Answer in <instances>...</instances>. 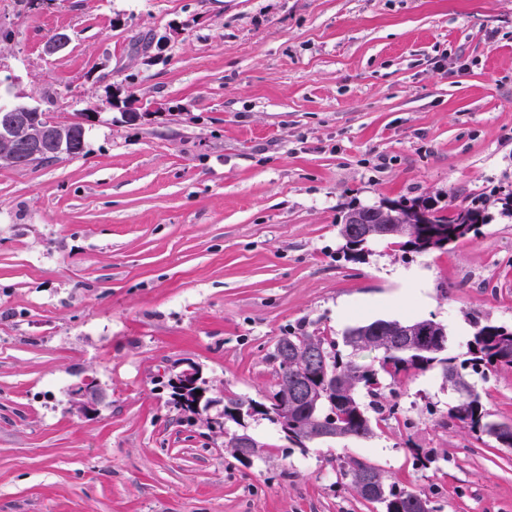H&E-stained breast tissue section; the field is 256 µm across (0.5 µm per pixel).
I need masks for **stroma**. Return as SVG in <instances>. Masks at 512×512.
Returning a JSON list of instances; mask_svg holds the SVG:
<instances>
[{
    "label": "stroma",
    "instance_id": "35a3bbf8",
    "mask_svg": "<svg viewBox=\"0 0 512 512\" xmlns=\"http://www.w3.org/2000/svg\"><path fill=\"white\" fill-rule=\"evenodd\" d=\"M0 96L86 130L78 157L0 164V512H383L341 482L353 460L438 512H512V448L437 422V368L369 438L251 419L244 463L243 428L208 425L274 389L300 327L512 328L511 217L359 262L339 235L354 206L512 190V0H0ZM191 364L214 404L189 417L168 381ZM471 381L512 424V369ZM73 398V408H78L81 412H88L92 409L95 402H99L102 396L96 389V384L93 380L85 379L76 384L71 391Z\"/></svg>",
    "mask_w": 512,
    "mask_h": 512
}]
</instances>
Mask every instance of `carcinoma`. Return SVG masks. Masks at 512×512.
Here are the masks:
<instances>
[{"label":"carcinoma","mask_w":512,"mask_h":512,"mask_svg":"<svg viewBox=\"0 0 512 512\" xmlns=\"http://www.w3.org/2000/svg\"><path fill=\"white\" fill-rule=\"evenodd\" d=\"M65 151L51 144L52 155L43 161L57 160L63 156H79L85 147V129L79 125H68L65 129ZM397 225H409L411 230H395L385 238L400 248L418 253H428L442 249L460 239L476 235L479 226L489 224L492 215L485 208L465 206L444 214L441 209L426 200L392 201L384 204ZM379 207H352L344 215L339 234L344 241L342 251L354 261L363 259L368 245L352 233L348 221L357 216L364 224L375 223ZM430 216V223L420 226L413 223L418 212ZM386 320H375L364 325L349 328L342 340L320 336L302 329L288 332L276 343L272 354L277 375L275 389L263 400L255 402L254 414L288 429L297 440L305 438L317 429L314 417L326 409L336 416V427L362 438L374 434V427L382 422L384 408L394 411L386 401V392L403 379L416 372H425L440 367L448 383L454 388L457 397L454 405L443 415L442 423L459 422L470 431L490 434L487 429L489 412L480 391L465 375L473 373L484 376L495 367L512 368V360L500 359L501 351L512 347V328L491 323H475V331L465 346L457 351L442 350L429 343L416 345L407 350H396L390 346L389 336L383 331ZM381 352L377 363L360 365L355 361L357 352L364 349ZM321 349L327 356V370L313 368L304 356L292 359L288 365V375L280 372L283 350ZM304 377L315 390L316 398L296 407L288 421L282 420L278 410V398L289 388L291 375ZM353 466L341 465L338 472L342 482L349 484L363 499L384 505V512H418L417 502L421 495L402 487L397 482L388 483L383 475H378L383 489L391 497L382 500L365 495L356 478L351 475Z\"/></svg>","instance_id":"1"}]
</instances>
